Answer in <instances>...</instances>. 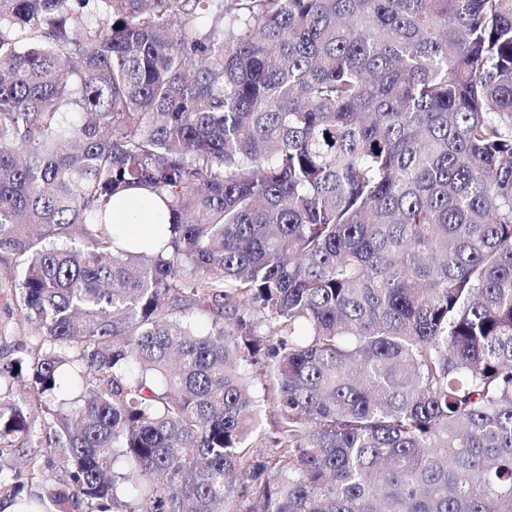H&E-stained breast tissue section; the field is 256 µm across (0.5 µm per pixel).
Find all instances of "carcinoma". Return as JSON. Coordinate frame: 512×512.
<instances>
[{
    "instance_id": "1",
    "label": "carcinoma",
    "mask_w": 512,
    "mask_h": 512,
    "mask_svg": "<svg viewBox=\"0 0 512 512\" xmlns=\"http://www.w3.org/2000/svg\"><path fill=\"white\" fill-rule=\"evenodd\" d=\"M0 252V509L512 512V0H0ZM157 214V208L150 201L138 190L130 189L121 198L112 200V235L133 242L147 240L156 234L157 224L169 223L167 214L164 218ZM14 307L12 292L0 290V327L6 336L0 338V365L8 364L14 357V350L33 332L32 327L16 316L11 315Z\"/></svg>"
}]
</instances>
